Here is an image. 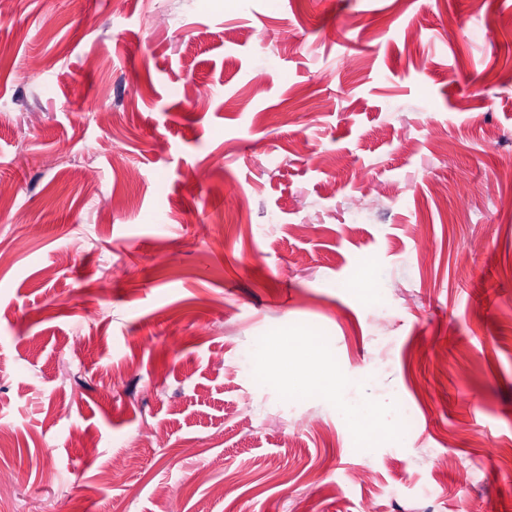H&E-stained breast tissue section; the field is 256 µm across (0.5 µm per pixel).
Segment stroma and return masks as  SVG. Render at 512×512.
I'll list each match as a JSON object with an SVG mask.
<instances>
[{
  "instance_id": "obj_1",
  "label": "stroma",
  "mask_w": 512,
  "mask_h": 512,
  "mask_svg": "<svg viewBox=\"0 0 512 512\" xmlns=\"http://www.w3.org/2000/svg\"><path fill=\"white\" fill-rule=\"evenodd\" d=\"M511 160L512 0H14L0 512H512ZM273 344L401 419L287 400Z\"/></svg>"
}]
</instances>
